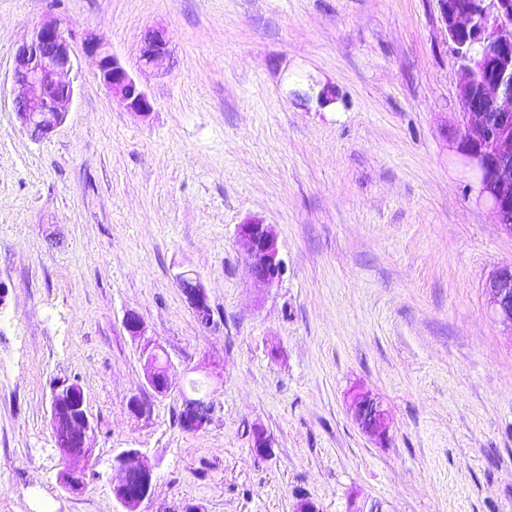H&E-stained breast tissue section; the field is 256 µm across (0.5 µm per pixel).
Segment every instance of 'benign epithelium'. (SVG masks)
<instances>
[{"mask_svg": "<svg viewBox=\"0 0 512 512\" xmlns=\"http://www.w3.org/2000/svg\"><path fill=\"white\" fill-rule=\"evenodd\" d=\"M453 50L462 57L456 63L461 74L459 94L467 111L462 118L459 153L461 163L475 177V203L486 207L496 222L512 234V0H481L483 20L463 0H436ZM71 32L56 18H47L33 27L31 35L16 50L12 74L13 109L20 127L35 139H43L63 125L74 99L73 83L66 79L74 68ZM86 49L98 57L102 78L112 94L119 96L135 112L148 113L152 103L141 85L120 61L96 41ZM168 55V40L161 31H151L141 47V61L157 68ZM495 74L493 90L481 96L475 87L483 72ZM235 240L249 261L256 280L273 286L282 274L277 237L268 224L248 221L237 226ZM198 323L215 326L205 288L192 273L178 276ZM493 313L512 328V266L498 269L489 279ZM147 384L158 395L171 390L168 371H160L155 354L147 357ZM347 403L362 431L385 437L389 412L368 389L355 385L347 392ZM51 422L56 447L63 460L71 463L61 479L62 487L78 492L85 485V470L92 453L95 427L76 383L56 386L51 395ZM213 406L205 397L183 404L184 429L196 433L206 429ZM112 495L121 512H142L149 501L155 480L154 470L139 461L129 449L115 457Z\"/></svg>", "mask_w": 512, "mask_h": 512, "instance_id": "1", "label": "benign epithelium"}]
</instances>
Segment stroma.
Returning a JSON list of instances; mask_svg holds the SVG:
<instances>
[{"mask_svg":"<svg viewBox=\"0 0 512 512\" xmlns=\"http://www.w3.org/2000/svg\"><path fill=\"white\" fill-rule=\"evenodd\" d=\"M50 16L73 34L75 99L34 140L11 73ZM153 30L169 38L158 69L140 61ZM89 37L149 115L108 92ZM459 79L436 0H0V512H118L112 463L130 448L155 471L146 512H297L304 497L512 512V329L485 288L512 234L456 152ZM249 219L277 236L270 288L235 243ZM129 311L167 395L146 384ZM72 382L95 426L77 493L50 423ZM359 384L390 413L384 439L353 417ZM200 395L215 411L193 434L177 417ZM192 275L193 273L188 271L180 273L178 276L179 285L183 287L185 282L188 283L187 288L182 291L198 323L204 328L214 327L215 320L206 290L198 278H191Z\"/></svg>","mask_w":512,"mask_h":512,"instance_id":"35a3bbf8","label":"stroma"}]
</instances>
